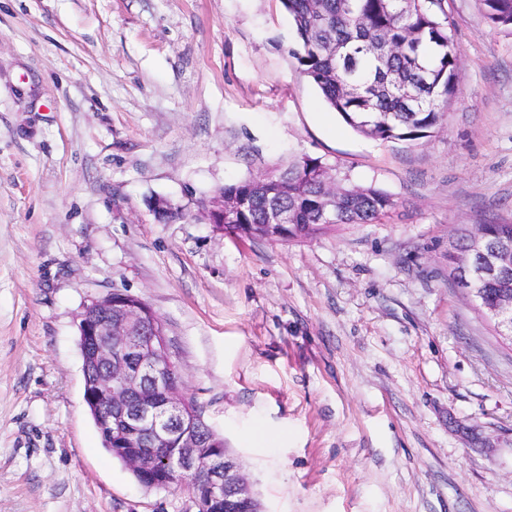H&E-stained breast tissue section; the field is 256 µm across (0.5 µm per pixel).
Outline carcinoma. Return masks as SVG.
Wrapping results in <instances>:
<instances>
[{"mask_svg": "<svg viewBox=\"0 0 512 512\" xmlns=\"http://www.w3.org/2000/svg\"><path fill=\"white\" fill-rule=\"evenodd\" d=\"M445 0H281L292 19L301 72L328 105L356 132L383 142L433 136L458 86L459 53ZM485 18L512 34V0H479ZM325 164L309 156L273 176L224 186L246 204L238 224H263L272 209L288 212L289 241L329 230L322 219L336 194V223L370 224L394 206L390 195L369 186L336 185ZM476 231L512 242V223L484 221Z\"/></svg>", "mask_w": 512, "mask_h": 512, "instance_id": "carcinoma-1", "label": "carcinoma"}]
</instances>
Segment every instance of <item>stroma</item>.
Wrapping results in <instances>:
<instances>
[{"mask_svg":"<svg viewBox=\"0 0 512 512\" xmlns=\"http://www.w3.org/2000/svg\"><path fill=\"white\" fill-rule=\"evenodd\" d=\"M445 6L458 91L409 143L324 103L280 0H0V512H194L85 405L77 316L115 290L263 512H512V345L448 267L461 229L512 222V36ZM304 156L394 208L304 242L199 217Z\"/></svg>","mask_w":512,"mask_h":512,"instance_id":"stroma-1","label":"stroma"}]
</instances>
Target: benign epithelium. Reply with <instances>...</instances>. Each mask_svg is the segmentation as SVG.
Listing matches in <instances>:
<instances>
[{
    "label": "benign epithelium",
    "instance_id": "benign-epithelium-1",
    "mask_svg": "<svg viewBox=\"0 0 512 512\" xmlns=\"http://www.w3.org/2000/svg\"><path fill=\"white\" fill-rule=\"evenodd\" d=\"M242 206L219 190L202 213L211 224L231 223ZM286 227L288 214L274 209L266 223L249 225L248 235L273 240ZM456 266L470 285L486 277L503 280L512 273V245L473 235ZM487 310L512 342V293L502 291ZM77 320L84 368L93 371L84 381V402L107 447L119 452L141 484L167 490L189 476L195 512H261L241 464L224 453V440L212 432L200 435L203 420L183 390L165 326L146 303L114 291L84 305ZM158 453L166 454L167 478L157 470Z\"/></svg>",
    "mask_w": 512,
    "mask_h": 512
}]
</instances>
